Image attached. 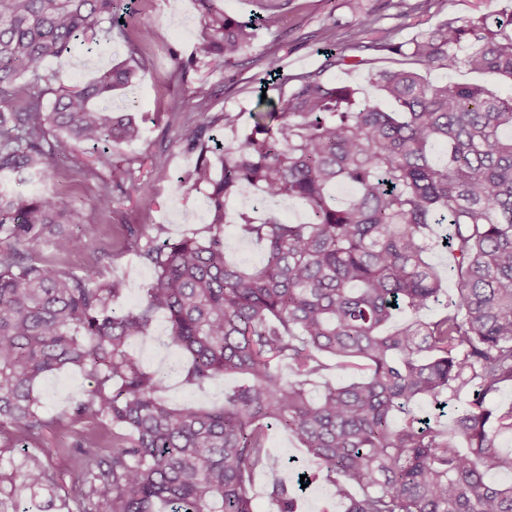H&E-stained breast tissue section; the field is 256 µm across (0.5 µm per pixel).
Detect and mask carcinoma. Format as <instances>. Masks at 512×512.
I'll list each match as a JSON object with an SVG mask.
<instances>
[{"label": "carcinoma", "instance_id": "obj_1", "mask_svg": "<svg viewBox=\"0 0 512 512\" xmlns=\"http://www.w3.org/2000/svg\"><path fill=\"white\" fill-rule=\"evenodd\" d=\"M197 2L203 34L191 58L173 53L178 75L198 64L237 68L285 4L265 0L266 15L245 22L216 0ZM104 23L132 43L151 38L124 0H0V460L48 425L37 385L52 373L84 372L90 389L71 422L102 429L75 428L72 447L0 468V512H16L23 493L55 502L61 468L78 472L77 512H255V478L274 467V425L319 465L304 483H327L344 512H512V482L497 480L512 473V455L500 450L512 435V406L489 405L512 385V96L385 69L371 81L395 106L386 112L321 71L284 73L274 55L266 68L277 99L258 100L248 132L221 143L208 131L230 124L229 115L208 112L204 87L185 89L201 121L184 122L175 103L169 125L198 152L183 182L204 193L213 221L205 237L174 240L127 227L153 277L135 306L118 307L119 282L29 252L41 240L59 255L86 245L70 206L9 190L48 178L82 146L111 169L96 208L111 209V189L133 180V160L111 156L141 129L102 101L136 79L138 64L104 69L83 86L55 88L40 75L47 58L91 44ZM375 23L367 17L348 36L351 49L512 79V15L493 28L460 18L408 42ZM330 41L332 64H364L336 48L342 36ZM340 184L356 189L345 206L332 194ZM244 185L307 214L296 224L240 213L241 234L265 246L253 267L226 257L225 216ZM440 224L456 279L443 304L428 259ZM437 303L430 318L418 317ZM396 311L412 318L389 329ZM159 313L168 319L164 342L189 356L188 384L223 375L246 383L209 409L169 403L166 376L130 352ZM327 358L360 376L314 398ZM466 390L471 398L447 426L415 412L423 399ZM269 498L276 512H296L285 484L272 483Z\"/></svg>", "mask_w": 512, "mask_h": 512}]
</instances>
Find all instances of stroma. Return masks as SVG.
I'll use <instances>...</instances> for the list:
<instances>
[{"mask_svg": "<svg viewBox=\"0 0 512 512\" xmlns=\"http://www.w3.org/2000/svg\"><path fill=\"white\" fill-rule=\"evenodd\" d=\"M397 0H289L274 31L258 29L257 37L235 71L219 74L209 70H189L185 78L172 75L171 51L188 56L202 32L201 13L195 0H136L139 21L152 32L148 45L130 49L119 33L98 31L92 49L78 46L59 58L48 59L42 69L45 76H60L68 85L92 80L104 67L115 66L137 58L144 68L139 82L117 91L111 106L134 104V115L142 129L140 140L122 146L121 157L132 159L136 169L133 181L115 192L111 212L95 211V198L107 168L97 161V154L81 148L79 163H63L49 177L45 190L57 194L76 208L75 219L91 223L92 229L84 248L70 253L66 262L77 274L95 272L107 279L121 281L124 292L121 305L135 304L150 282L152 269L135 252L126 250L122 241L129 224L146 225L151 235L180 238L203 233L212 216L203 193L180 184V177L191 169L196 152L181 143L176 131L168 125V108L178 101L185 87L205 83L211 97V111L235 116L239 125H246L248 113L257 101V90L266 81L260 56L273 53L282 58L288 74L299 75L324 70L327 79L356 89L359 97L390 109L370 80L373 72L408 66L406 57L366 52L365 65L345 70L329 65L324 53L330 33L349 35L364 14L379 17L380 27H398V40L406 41L416 34L464 17H483L495 21L498 14L512 9V0H428L420 11L398 16ZM163 167L168 177L155 180L150 176L154 166ZM253 212L257 217L301 221L304 211L293 202L265 197L257 188L247 187L235 198L228 210L226 234L228 257L242 266L259 264L263 249L259 243L240 237L234 226L238 213ZM167 328L164 315H157L147 338L136 340L131 351L150 371H163L167 376L165 398L176 405L210 407L222 404L225 391L242 384L239 375L215 379L197 387L186 383V358L162 342ZM89 388L85 375L79 371L54 374L44 378L38 389L46 403L49 419L40 445L31 447L34 455L47 448H68L72 445L70 416L76 400ZM269 446L278 465L261 474L255 485V512H273L266 495L267 485L275 479L294 483L295 476L282 463L296 459L309 471L316 465L278 428L269 431Z\"/></svg>", "mask_w": 512, "mask_h": 512, "instance_id": "obj_1", "label": "stroma"}]
</instances>
